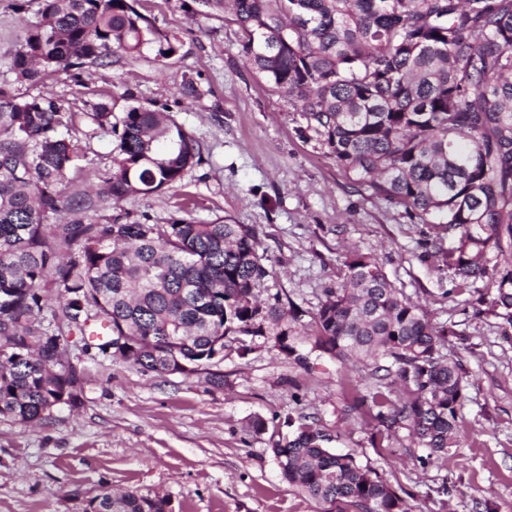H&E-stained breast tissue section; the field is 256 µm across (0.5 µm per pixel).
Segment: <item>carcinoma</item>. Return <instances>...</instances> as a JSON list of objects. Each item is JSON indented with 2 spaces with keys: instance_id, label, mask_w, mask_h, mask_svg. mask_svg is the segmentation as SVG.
<instances>
[{
  "instance_id": "cac0c4a2",
  "label": "carcinoma",
  "mask_w": 512,
  "mask_h": 512,
  "mask_svg": "<svg viewBox=\"0 0 512 512\" xmlns=\"http://www.w3.org/2000/svg\"><path fill=\"white\" fill-rule=\"evenodd\" d=\"M10 54L18 82L84 69L120 51L167 59L178 41L158 32L134 0H41ZM191 18L230 12L251 68L288 96L307 128L355 182L423 224L454 230L445 265L461 281L491 280L493 307L512 324V270L491 252L512 251V0H180ZM96 129L118 155L99 195L117 206L182 181L201 159L173 117L92 103ZM75 113L51 99L0 89V417L24 425L80 402L79 371L58 338L90 321L112 351L164 374L177 360L211 370L226 336L273 328L288 354V313L254 290L271 276L252 230L224 217L149 224L120 212L105 223L52 224L72 207L67 173L81 155ZM326 290L311 350L375 363L377 384L348 412L374 423L371 444L399 430L440 455L458 428V366L439 352L448 330L399 295L375 260L354 252ZM60 310L44 323L45 293ZM283 478L337 512H409L396 489L326 437L299 423L275 451ZM159 496L100 490L89 512H167Z\"/></svg>"
}]
</instances>
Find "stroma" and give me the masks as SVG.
Masks as SVG:
<instances>
[{
	"label": "stroma",
	"mask_w": 512,
	"mask_h": 512,
	"mask_svg": "<svg viewBox=\"0 0 512 512\" xmlns=\"http://www.w3.org/2000/svg\"><path fill=\"white\" fill-rule=\"evenodd\" d=\"M135 7L178 39L175 55L133 62L117 51L78 81L59 72L18 82L0 67L1 89L75 113L84 158L67 189L94 196L88 220L105 222L121 208L154 224L224 216L250 228L274 270L258 294L294 310L299 337L325 289L341 282L346 254L372 255L400 293L448 330L442 352L464 386L459 432L435 458L404 430L390 447H373L372 423L343 415L355 391L371 386V366L313 354L303 369L271 336L225 337L216 389L200 374L144 372L103 355L88 331L75 329L67 347L83 378L81 406L56 408L36 425L0 417V512H85L104 487L164 496L170 512H325L283 479L273 453L289 433L287 416L299 414L330 436L331 448L400 488L411 512H512V325L491 306L494 288L448 273L445 225L419 223L353 182L292 102L246 64L236 24H193L176 0ZM187 76L198 97L183 96ZM129 95L170 111L202 160L175 187L116 207L95 196L115 141L94 133L86 110L91 102L125 106ZM256 416L267 422L260 434L249 427Z\"/></svg>",
	"instance_id": "obj_1"
}]
</instances>
